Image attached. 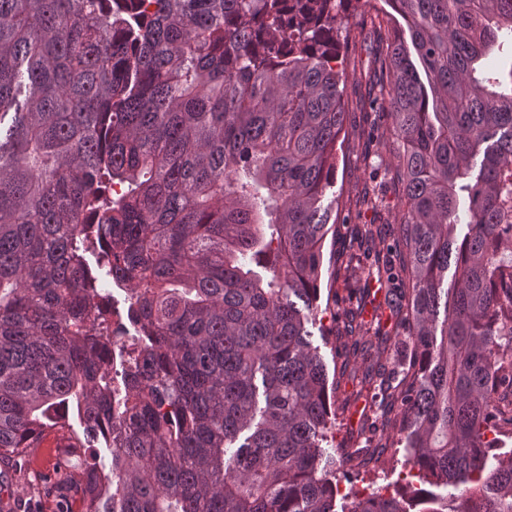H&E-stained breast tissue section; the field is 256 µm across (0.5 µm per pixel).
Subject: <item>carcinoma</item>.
Masks as SVG:
<instances>
[{"mask_svg": "<svg viewBox=\"0 0 512 512\" xmlns=\"http://www.w3.org/2000/svg\"><path fill=\"white\" fill-rule=\"evenodd\" d=\"M379 2L364 97L398 145V251L344 331L388 286L420 486L338 511L323 447L308 325L352 0H0V461L72 406L112 460L68 463L83 512H512V0ZM105 282L135 286L125 313Z\"/></svg>", "mask_w": 512, "mask_h": 512, "instance_id": "carcinoma-1", "label": "carcinoma"}]
</instances>
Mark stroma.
I'll use <instances>...</instances> for the list:
<instances>
[{"instance_id": "stroma-1", "label": "stroma", "mask_w": 512, "mask_h": 512, "mask_svg": "<svg viewBox=\"0 0 512 512\" xmlns=\"http://www.w3.org/2000/svg\"><path fill=\"white\" fill-rule=\"evenodd\" d=\"M368 21L369 7L365 0H354L348 12L349 40L344 54V66L351 79L347 91L348 138L344 154L337 163L332 193L345 203L349 212L347 224L352 231L375 229L376 234L369 244L371 254L375 255L393 244L389 226L395 222L400 209L402 188L389 173L397 145L387 130V108L376 103L367 111L360 102L358 80L372 60L370 44L362 34V27ZM368 192L373 193L374 200L366 204L362 197ZM364 284L363 264L357 260L337 259L335 246H326L321 298L311 331L327 371L337 374L336 388L329 393L331 404L339 410L330 445L336 450L342 470L349 475L348 480L341 482L340 489L384 493L393 490L404 476L403 448L394 429H387L383 434L387 451L379 462L359 466L347 458L348 450L356 447L368 433L369 424L359 413L373 390L372 384L363 385L353 380L351 371L368 367L373 377H381L391 370L393 360L401 353L400 347L381 343L382 335L393 336L399 330L396 317L385 306L377 312L363 314L367 320L379 316V331H368L354 340L343 336L338 318L348 308L357 288Z\"/></svg>"}]
</instances>
